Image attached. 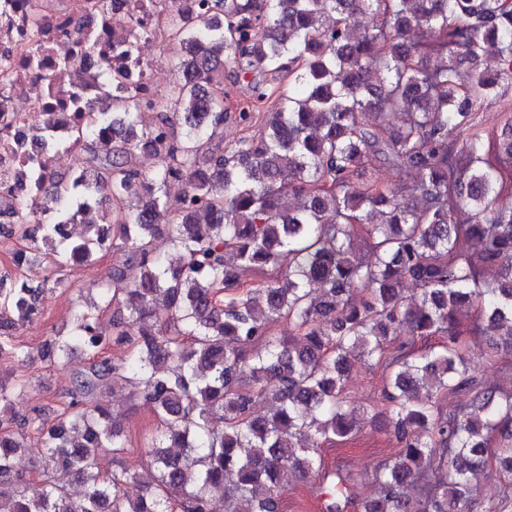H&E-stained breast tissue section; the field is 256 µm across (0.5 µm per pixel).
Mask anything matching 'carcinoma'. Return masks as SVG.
Listing matches in <instances>:
<instances>
[{"label": "carcinoma", "instance_id": "carcinoma-1", "mask_svg": "<svg viewBox=\"0 0 512 512\" xmlns=\"http://www.w3.org/2000/svg\"><path fill=\"white\" fill-rule=\"evenodd\" d=\"M214 2L204 23L170 13L182 80L149 94L156 121H138L141 86L112 95V111L88 112L72 130L84 181L49 184L47 221L16 203L14 256L47 275L0 285V309L18 314L0 321V358H31L14 329L40 317L47 290L72 287L75 266L111 250L123 260L101 289L109 322L92 302L51 341L58 360L88 359L67 407L0 418V512H215L217 487L227 512H279L288 480L321 467L323 444L354 434L344 379L357 361L381 369L398 447L359 512H473L479 479L512 475V393L477 386L467 341L512 358V133L461 144L452 133L471 125L477 103L512 91V0ZM367 14L376 24L353 35ZM488 52L500 69L478 68ZM226 60L243 77L281 78L274 90L253 83L238 119L261 129L227 151L205 138L227 115ZM141 150L156 154L154 169L138 168ZM408 171L409 184L385 182ZM171 182L184 186L175 202ZM76 197L108 207L73 241L62 222ZM466 209L472 219H455ZM160 225L173 232L166 260L153 249ZM245 269L261 276L257 299ZM112 346L127 357L111 361ZM111 382L151 404L180 448H149L156 475L136 500L124 493L136 473L98 467L101 449L127 448L100 402ZM25 388L1 376L0 412ZM467 388L471 404L445 405ZM34 445L44 449L36 495L14 464ZM336 477L322 512L348 507L354 477Z\"/></svg>", "mask_w": 512, "mask_h": 512}]
</instances>
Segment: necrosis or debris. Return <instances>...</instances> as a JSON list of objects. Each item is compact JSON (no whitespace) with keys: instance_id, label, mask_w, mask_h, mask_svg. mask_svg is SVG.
<instances>
[{"instance_id":"necrosis-or-debris-1","label":"necrosis or debris","mask_w":512,"mask_h":512,"mask_svg":"<svg viewBox=\"0 0 512 512\" xmlns=\"http://www.w3.org/2000/svg\"><path fill=\"white\" fill-rule=\"evenodd\" d=\"M143 4L135 14L134 4ZM168 0H0V210L27 197L40 206L73 126L106 104L98 77L156 88L143 57L126 48L137 24L151 44L166 41Z\"/></svg>"}]
</instances>
